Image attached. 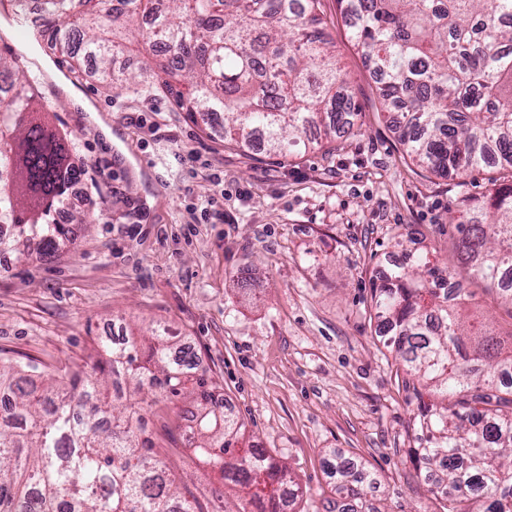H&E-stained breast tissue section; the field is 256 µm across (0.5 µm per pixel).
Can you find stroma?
Returning a JSON list of instances; mask_svg holds the SVG:
<instances>
[{
	"label": "stroma",
	"instance_id": "35a3bbf8",
	"mask_svg": "<svg viewBox=\"0 0 512 512\" xmlns=\"http://www.w3.org/2000/svg\"><path fill=\"white\" fill-rule=\"evenodd\" d=\"M319 13L359 116L335 150L296 158L226 146L151 81L114 92L92 68L73 76L39 43H0L23 70L27 53L39 54L44 119L71 139L74 164L104 169L83 178L87 199L72 208L93 218L69 223L76 249L13 253L0 265V359L79 371L113 326L167 328L220 383L250 442L286 463L296 512H333L327 464L339 455L366 469L381 512H442L409 457L419 401L383 344L372 286L420 252L449 264L459 238L449 206L482 204L512 173L490 165L440 177L413 163L336 0H321ZM214 172L222 184L210 182ZM193 207L208 208L209 220L192 223ZM453 278L469 315L507 339L512 306L464 269ZM184 406L165 400L147 412L155 446L182 495L204 512H229L230 496L213 497L216 477L195 466L175 427Z\"/></svg>",
	"mask_w": 512,
	"mask_h": 512
}]
</instances>
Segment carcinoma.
<instances>
[{"label": "carcinoma", "mask_w": 512, "mask_h": 512, "mask_svg": "<svg viewBox=\"0 0 512 512\" xmlns=\"http://www.w3.org/2000/svg\"><path fill=\"white\" fill-rule=\"evenodd\" d=\"M36 2L40 25L80 72V50L96 55L95 75L114 89L137 75L112 67L117 55L142 57L148 73L194 119L224 115V141L241 151L259 145L287 156L319 145L316 129L336 139L358 116L341 78L336 45L322 26L319 0H165L163 20H141L160 0H6L24 17ZM405 153L437 175L463 176L486 166L488 153L512 172V0H337ZM12 76L0 97V220L15 235L0 251L50 258L70 249L53 222L81 171L72 141L46 124L29 77L0 57ZM460 260L472 277L512 304V183L489 194L479 213L455 204ZM448 267L429 253L393 267L372 288L387 346L407 375L433 392L415 425L425 444L415 457L436 465L445 512H512V343L464 324L462 289L448 293ZM168 332L131 335L100 345L89 369L39 385L0 365V512H202L180 495L143 420L144 407L121 402L125 382L153 399L190 398L195 460L244 494L251 510L281 512L278 490L288 467L246 443L245 424L224 412L215 382L192 373L197 356L169 357ZM339 512H358L364 473L350 460L330 464Z\"/></svg>", "instance_id": "cac0c4a2"}]
</instances>
